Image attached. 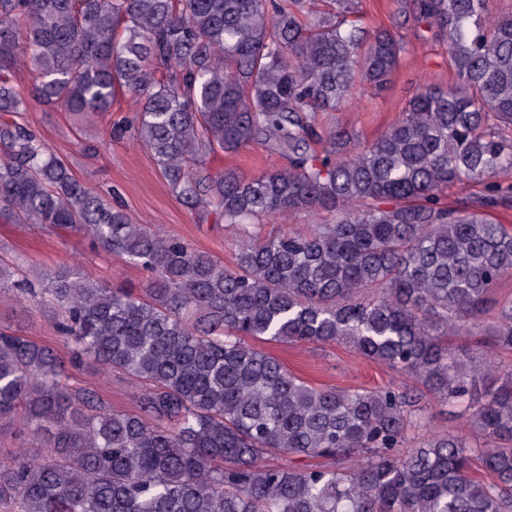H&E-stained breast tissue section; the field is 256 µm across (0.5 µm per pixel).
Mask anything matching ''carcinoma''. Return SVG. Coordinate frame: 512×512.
Listing matches in <instances>:
<instances>
[{
  "label": "carcinoma",
  "mask_w": 512,
  "mask_h": 512,
  "mask_svg": "<svg viewBox=\"0 0 512 512\" xmlns=\"http://www.w3.org/2000/svg\"><path fill=\"white\" fill-rule=\"evenodd\" d=\"M448 53L383 135L325 129L356 84L382 89L405 47L361 26L358 0H0V113L23 110L9 73L85 119L127 96L135 139L172 193L242 230L235 265L136 224L25 127L0 122V218L83 234L150 273L112 287L80 264L34 282L0 263V289L58 312L69 359L0 331V420L43 452L0 461V504L22 512H512V369L443 337L487 328L512 350V17L488 0H402ZM254 142L285 168L245 179L208 156ZM481 188L479 207L445 190ZM336 213L307 231L259 220ZM349 344L423 387L310 385L249 340ZM92 359L139 386L140 412L69 383ZM486 443L429 431L424 393ZM364 458L346 471L336 460ZM288 459L269 464L266 457ZM324 457L309 468L291 457ZM480 467L489 479L472 473Z\"/></svg>",
  "instance_id": "cac0c4a2"
}]
</instances>
